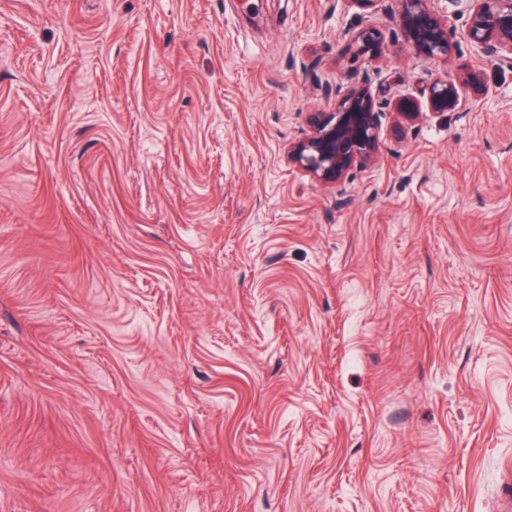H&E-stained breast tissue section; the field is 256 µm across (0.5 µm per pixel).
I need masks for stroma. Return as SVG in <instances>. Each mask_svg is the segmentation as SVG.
<instances>
[{
    "mask_svg": "<svg viewBox=\"0 0 512 512\" xmlns=\"http://www.w3.org/2000/svg\"><path fill=\"white\" fill-rule=\"evenodd\" d=\"M468 69L288 165L335 91ZM510 460L512 70L395 0H0V512H498ZM399 20L407 45L423 60L448 59L454 43L448 34V18L438 15L434 0H396ZM347 41V49L353 60L374 57L381 41V33L373 28L362 27L359 29L348 28L344 31ZM460 86L469 87L478 97H486L490 92L482 74L477 70H470L459 79L434 82L429 88L428 106L430 110L435 113L455 111L459 103ZM382 109L368 88L350 87L337 97L333 112L310 114V133L288 146V164L336 183L352 169L375 163L384 145ZM396 112L395 120L393 122L394 138L396 142H400L404 130L415 124L422 112H419V103L413 96H404L400 98L395 104Z\"/></svg>",
    "mask_w": 512,
    "mask_h": 512,
    "instance_id": "1",
    "label": "stroma"
}]
</instances>
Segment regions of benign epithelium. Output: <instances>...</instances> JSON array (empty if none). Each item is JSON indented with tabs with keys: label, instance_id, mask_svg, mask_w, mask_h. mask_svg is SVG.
<instances>
[{
	"label": "benign epithelium",
	"instance_id": "obj_1",
	"mask_svg": "<svg viewBox=\"0 0 512 512\" xmlns=\"http://www.w3.org/2000/svg\"><path fill=\"white\" fill-rule=\"evenodd\" d=\"M399 20L407 45L423 60L448 58L454 43L448 34V19L432 7L434 0H396ZM464 6L467 21L461 36L475 55L512 69V0H455ZM351 57H373L381 33L373 28H348L344 31ZM462 86L474 95L485 97L490 89L482 74L470 70L458 79L434 82L429 88L428 106L435 113L456 110ZM395 141L421 115L419 103L404 96L395 104ZM382 107L364 86H352L336 99L331 112L310 114V133L288 146V163L303 169L324 183L342 181L354 168L375 163L383 147Z\"/></svg>",
	"mask_w": 512,
	"mask_h": 512
}]
</instances>
